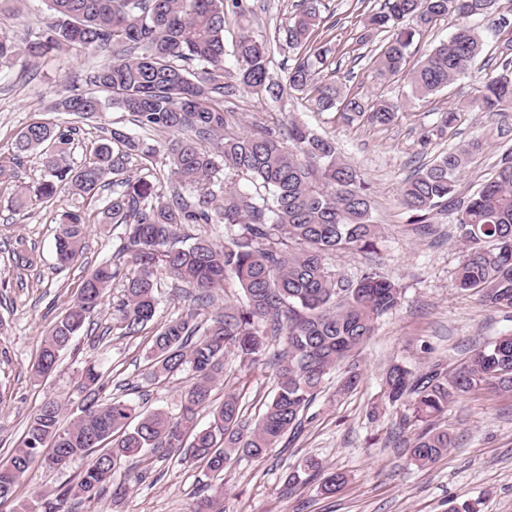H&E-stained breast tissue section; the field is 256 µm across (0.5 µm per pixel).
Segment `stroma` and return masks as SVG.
Listing matches in <instances>:
<instances>
[{"label": "stroma", "mask_w": 512, "mask_h": 512, "mask_svg": "<svg viewBox=\"0 0 512 512\" xmlns=\"http://www.w3.org/2000/svg\"><path fill=\"white\" fill-rule=\"evenodd\" d=\"M323 2L319 33L336 48L327 77L342 82L353 94L379 93L382 86L373 53L382 36L368 32L362 19L382 0ZM300 3L243 0L244 16H226V45H233L245 29L276 37ZM46 14L45 0H7L0 5V34L25 45L42 32ZM86 62V53L73 49L40 59L21 55L0 65V164L10 169L9 176L0 179V459L47 398L65 401L67 417L78 415L81 397L76 382L91 363L103 375L104 396L177 415L189 373L155 382L146 377V356L157 326L192 309L199 320H206L213 307L223 306L225 297L241 294L233 286L225 296L216 297L214 306L198 307L169 275L158 274L159 305L153 322L141 333L127 335L117 312L130 271L119 254L125 227L98 221L112 196L111 186H102L90 198L63 192L52 201L35 200L15 210L12 199L19 187L34 185L43 177L38 153L25 154L17 164L12 161L16 137L28 123L47 119L78 127L71 153L77 162L106 130L121 127L134 135L139 132L127 114L116 109L91 119L52 111L56 99L83 88ZM484 75L481 66H474L427 102L408 97L402 83H393L391 95L399 111L386 126L363 120L349 123L335 111L312 112L299 95L275 102L243 93L232 100L230 107L243 124H252L258 116L269 123L298 119L335 140L341 157L370 186L381 238L376 252L334 253L327 265L352 280L376 270L400 288L402 299L396 311L378 320L374 336L327 377L298 436L285 437L264 459L242 458L224 470L220 501L224 512H448L453 502L464 499L479 500L480 512H512V396L476 388L454 398L443 421L453 431L455 445L421 469L407 458L406 442L415 429L412 413L408 405L385 404L382 387L383 373L391 363L417 371L436 363L453 367L464 360L472 342L512 332V308L482 305L454 284L463 250L455 240L453 208L435 210L429 220L432 232L425 235L398 203L403 180L453 145L475 138L484 143L457 183L462 200L491 177L503 151L512 147V109L490 115L472 108ZM451 108L462 110L461 122L437 133L442 113ZM75 207L83 208L91 219L86 250L77 262L62 267L55 255L56 218ZM21 245L31 259L23 269L12 261ZM107 260L116 262L118 274L103 308L93 316L91 331L76 337L74 349L61 355L47 380L36 379L33 369L42 336L71 304L82 280ZM350 370L359 373L358 386L337 395L338 381ZM274 387L270 365L246 369L231 356L224 362V379L213 390L212 400L218 403L225 393H237L245 416L253 418L262 412ZM309 457L344 475L335 494H321L314 482L286 490L288 473ZM84 466V461L76 460L52 470L34 462L18 493L26 496L36 489L72 484ZM142 471L146 479L136 481ZM202 477L200 465L182 462L170 452L153 451L144 462H127L116 472V480L132 481L126 498L116 501L107 494L92 501L74 497L70 503L73 512H189L192 501L202 494Z\"/></svg>", "instance_id": "1"}]
</instances>
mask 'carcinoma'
<instances>
[{"mask_svg":"<svg viewBox=\"0 0 512 512\" xmlns=\"http://www.w3.org/2000/svg\"><path fill=\"white\" fill-rule=\"evenodd\" d=\"M499 0H384L364 26L386 33L375 59L383 84L397 80L408 94L426 100L471 69L483 41L468 18H495ZM47 32L24 48L0 36V64L19 53L41 58L73 47L110 61L88 67V90L58 99L52 110L91 118L109 108L127 113L146 134H165L156 146L147 138L114 128L78 163L69 161L77 128L31 122L19 132V153L40 151L44 178L20 189L15 207L32 199L49 201L68 191L94 196L107 178L118 189L100 211L101 224H123L121 251L129 255L125 298L118 312L125 333L133 336L156 313L155 278L165 271L191 290L194 300L214 301L230 280L242 298L224 301L200 323L193 311L168 320L152 337L147 377L170 379L187 370L191 383L181 394V414L143 411L116 398L100 396L102 374L89 365L78 389L81 413L64 422L65 404L49 398L28 421L18 443L0 459V500H13L15 512H70L68 499L88 500L106 492L122 498L123 482L110 483L121 464L148 448L180 453V460L201 462L219 475L242 457L264 458L286 434L302 429L304 415L322 392L325 377L374 336L376 322L396 310L401 291L375 270L350 281L326 266L336 252L372 251L381 227L372 215L369 186L336 152V143L297 122L288 124L289 148L272 129L255 121L254 131H236V113L225 107L239 93L281 99L291 93L309 97L315 111L334 109L351 117L388 125L397 104L383 96L364 99L327 80L322 72L334 49L317 39L322 23L320 0L288 20V49L301 52L284 82L269 73L271 43L264 36L241 33L233 44L237 68L224 67L225 11H243L241 0H46ZM458 20L454 33L418 54L416 37L445 20ZM512 32L499 46L502 63L486 73L474 101L480 112L512 108ZM482 149L478 139L450 148L402 184L398 202L419 224L453 201L460 174ZM168 158L161 181L153 172L158 152ZM55 238L60 265L77 261L84 250V212L60 214ZM183 224H222L224 242L200 236L175 246ZM456 240L464 248L455 283L491 307H512V150L503 153L492 177L455 208ZM117 271L98 265L82 281L72 305L42 338L34 375L43 379L91 315ZM281 337L284 348L272 362L275 389L255 419L244 416L235 393L212 407V419L197 427V414L211 407V392L224 378L230 354L254 365L262 361L268 339ZM512 394V334L474 346L453 372L431 367L418 374L394 363L384 376L390 404L409 403L418 431L408 444L410 461L423 469L452 443L437 421L448 403L475 388ZM43 457L55 469L61 459L87 460L77 481L57 492L16 494L20 479ZM303 471L319 480L323 494L344 483L308 461ZM222 488L200 498L190 512H223Z\"/></svg>","mask_w":512,"mask_h":512,"instance_id":"cac0c4a2","label":"carcinoma"}]
</instances>
